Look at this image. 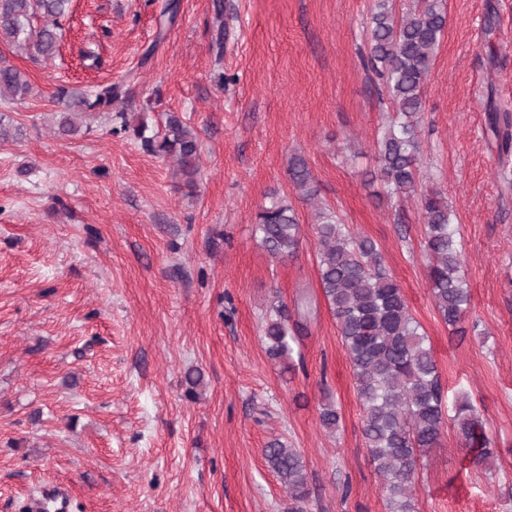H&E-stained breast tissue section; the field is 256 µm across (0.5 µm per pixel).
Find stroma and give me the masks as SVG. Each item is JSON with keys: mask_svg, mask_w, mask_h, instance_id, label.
Segmentation results:
<instances>
[{"mask_svg": "<svg viewBox=\"0 0 512 512\" xmlns=\"http://www.w3.org/2000/svg\"><path fill=\"white\" fill-rule=\"evenodd\" d=\"M444 2L420 183L458 229L470 306L454 327L431 294L419 199L376 176L388 118L363 61L374 0H72L54 59L0 45L31 84L0 101L21 129L0 143V512L56 485L67 512H288L265 459L274 440L303 458L306 512H385L319 284L321 208L377 244L446 403L468 397L494 451L479 461L481 443L446 423L420 460L415 512H512V158L489 129L492 109H512V0ZM109 83L147 135L170 112L195 130L196 189L109 113L57 134L59 88ZM295 153L314 198L289 178ZM274 196L300 224L283 261L255 232ZM302 290L307 329L270 358L269 305L295 307ZM328 402L333 432L319 421Z\"/></svg>", "mask_w": 512, "mask_h": 512, "instance_id": "35a3bbf8", "label": "stroma"}]
</instances>
